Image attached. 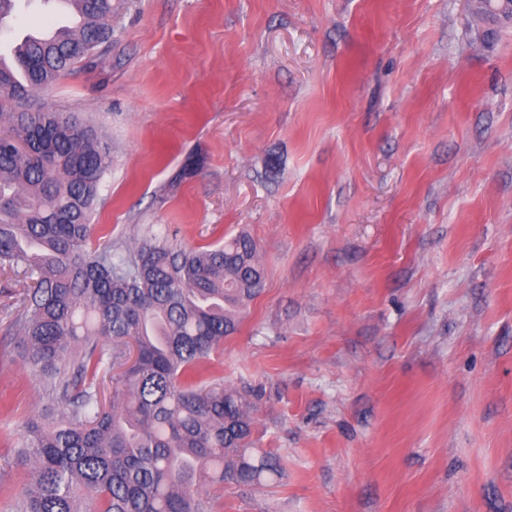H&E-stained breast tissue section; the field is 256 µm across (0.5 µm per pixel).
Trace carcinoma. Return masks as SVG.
Wrapping results in <instances>:
<instances>
[{
  "label": "carcinoma",
  "instance_id": "obj_1",
  "mask_svg": "<svg viewBox=\"0 0 512 512\" xmlns=\"http://www.w3.org/2000/svg\"><path fill=\"white\" fill-rule=\"evenodd\" d=\"M55 2L78 22L23 39L0 65V271L20 284L7 307L46 403L23 423L13 464L30 477L8 509L212 512L203 482L283 475L254 447L248 399L196 377L264 288L258 244L241 232L208 249H88L110 148L74 112L17 107L103 57L112 0Z\"/></svg>",
  "mask_w": 512,
  "mask_h": 512
}]
</instances>
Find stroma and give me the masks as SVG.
<instances>
[{"mask_svg": "<svg viewBox=\"0 0 512 512\" xmlns=\"http://www.w3.org/2000/svg\"><path fill=\"white\" fill-rule=\"evenodd\" d=\"M103 64L38 92L112 147L94 243L266 271L202 367L284 475L214 512H512V25L470 0H112ZM60 16L19 6L0 48ZM201 171L169 181L192 153ZM0 294V458L41 407Z\"/></svg>", "mask_w": 512, "mask_h": 512, "instance_id": "obj_1", "label": "stroma"}]
</instances>
